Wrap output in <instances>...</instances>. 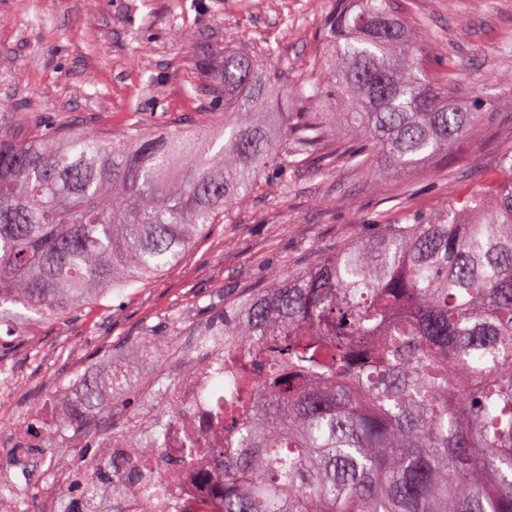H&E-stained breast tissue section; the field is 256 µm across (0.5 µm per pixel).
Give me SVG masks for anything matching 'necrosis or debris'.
<instances>
[{
	"mask_svg": "<svg viewBox=\"0 0 512 512\" xmlns=\"http://www.w3.org/2000/svg\"><path fill=\"white\" fill-rule=\"evenodd\" d=\"M239 358L255 367L265 354L241 350L221 368L201 361L168 387H160L154 378L138 386V394L151 408L134 415L133 425L146 429L153 425L156 413L168 414L162 449L138 458V470L151 480L150 493L145 498L116 502L107 487L92 503V512H106L111 506L117 512H151L158 504L166 512H182L186 506L218 497L224 483V465L216 454L224 445V385L233 379L232 369Z\"/></svg>",
	"mask_w": 512,
	"mask_h": 512,
	"instance_id": "necrosis-or-debris-1",
	"label": "necrosis or debris"
}]
</instances>
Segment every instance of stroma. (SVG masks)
I'll return each instance as SVG.
<instances>
[{
    "instance_id": "1",
    "label": "stroma",
    "mask_w": 512,
    "mask_h": 512,
    "mask_svg": "<svg viewBox=\"0 0 512 512\" xmlns=\"http://www.w3.org/2000/svg\"><path fill=\"white\" fill-rule=\"evenodd\" d=\"M325 0H0V113L20 124L120 136L131 125L204 133L216 127L195 68L198 56L242 47L258 58L276 50L288 63L280 89L289 111L293 85L322 60L318 38ZM447 44L431 69L459 98L486 99L487 115L448 153L397 177L378 160L357 169L344 160L318 168H270L226 220L211 225L182 261L113 290L63 317L0 325V420L30 417L32 401L62 395L76 403L80 381L110 378L112 350L172 319L205 321L225 289L264 284L270 270L297 269L353 239L363 225L397 224L433 213L499 176L512 148V0H411ZM180 36H173V29ZM193 339L179 356L162 347L124 362L132 379L158 369L175 375L194 362ZM51 448L27 451L35 471L55 457L99 475L93 447L72 448L57 424Z\"/></svg>"
}]
</instances>
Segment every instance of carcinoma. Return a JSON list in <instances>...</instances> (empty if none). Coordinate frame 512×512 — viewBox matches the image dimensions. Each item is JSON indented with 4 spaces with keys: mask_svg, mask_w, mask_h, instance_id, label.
<instances>
[{
    "mask_svg": "<svg viewBox=\"0 0 512 512\" xmlns=\"http://www.w3.org/2000/svg\"><path fill=\"white\" fill-rule=\"evenodd\" d=\"M323 65L296 90L340 97L368 144L329 150L336 114L273 112L288 66L245 51L197 60L224 125L194 137L131 126L95 134L0 116V321L63 316L179 263L276 167L342 158L392 172L448 151L486 116L459 102L397 0H327ZM224 139L215 148L218 139ZM502 177L434 213L346 241L259 288H228L196 327L219 362L234 341L272 359L244 367L224 420L249 417L213 452L224 495L182 512H512V149ZM170 344L161 330L120 353ZM113 406L93 384L72 426ZM103 478L116 454L99 449ZM127 470L112 496L146 495Z\"/></svg>",
    "mask_w": 512,
    "mask_h": 512,
    "instance_id": "1",
    "label": "carcinoma"
}]
</instances>
